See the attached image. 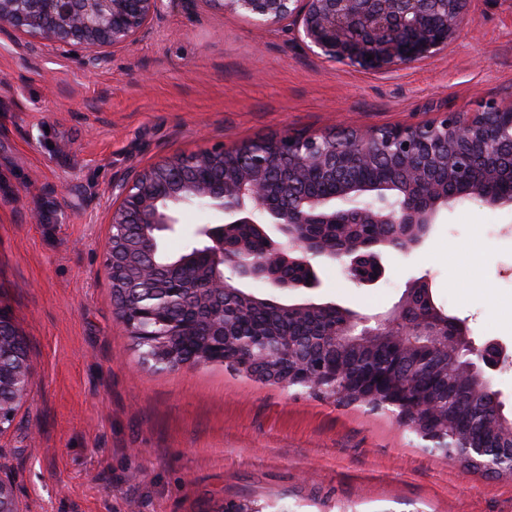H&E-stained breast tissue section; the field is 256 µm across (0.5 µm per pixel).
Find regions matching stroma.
I'll list each match as a JSON object with an SVG mask.
<instances>
[{
	"mask_svg": "<svg viewBox=\"0 0 512 512\" xmlns=\"http://www.w3.org/2000/svg\"><path fill=\"white\" fill-rule=\"evenodd\" d=\"M468 24L433 57L368 71L314 54L206 0H163L135 41L93 58L0 36V303L34 370L0 436L22 512H512V477L429 451L392 413L234 374L142 363L112 299L104 251L113 187L162 158L284 132L418 125L485 102L512 106V0H467ZM40 221H33V213ZM385 275L280 295L389 310L427 276L476 343L502 342L493 383L512 413V211L467 201Z\"/></svg>",
	"mask_w": 512,
	"mask_h": 512,
	"instance_id": "obj_1",
	"label": "stroma"
}]
</instances>
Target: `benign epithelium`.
I'll list each match as a JSON object with an SVG mask.
<instances>
[{
  "instance_id": "7a95c632",
  "label": "benign epithelium",
  "mask_w": 512,
  "mask_h": 512,
  "mask_svg": "<svg viewBox=\"0 0 512 512\" xmlns=\"http://www.w3.org/2000/svg\"><path fill=\"white\" fill-rule=\"evenodd\" d=\"M161 0H0V32L19 34L24 42L51 40L71 51L119 49L132 42L158 11ZM219 10H233L258 26H292L299 38L317 55L367 70H387L429 58L448 44L467 20L466 0H205ZM373 59H368V56ZM439 137L445 149L461 162L445 167V177L429 174L423 157V143ZM479 146L494 152L503 146L512 149V107L486 104L477 111L445 113L431 123L382 129L356 130L343 134L338 143L326 144L325 136L286 133L247 144L231 178L224 173L202 177L199 171L224 168V148L205 149L165 158L132 179L114 187L117 204L112 208L110 242L105 264L111 277L122 274L124 262L116 244L127 239L128 225H140L147 244L156 242L158 233L178 223L177 214L186 205H201L224 216V223L199 230L206 238L202 247L212 275L196 282V287L214 292L234 290L232 278L250 277L278 290L296 287L281 278L280 269L293 263L307 264L324 257L338 263L344 274L357 284L379 280L384 266L378 261L375 244L351 237L352 224H401L414 248L423 240L440 212L454 203L448 183L465 190V195L493 209L512 210V192L494 194L471 179L467 156ZM377 155L399 163L403 177L381 180H347L340 174L359 168ZM278 174L284 184L314 175L335 185L331 193L302 192L285 206L270 202V177ZM232 224H282L288 242L271 243L257 255L241 242L224 245V235ZM321 224L344 229L336 247L310 232ZM421 292L431 298L428 279H413L406 292L384 315L349 313L326 333V340L340 345L351 337L367 344L389 340L403 348L416 346L415 337L427 338L430 349L464 353V368L483 385H488L499 368L506 350L495 341L474 342L468 325L446 319L435 323L407 321L402 312L409 294ZM119 318L129 334L147 342L140 319L143 311L117 304ZM163 350L144 361L166 364L175 358L183 343L194 336V324L169 322ZM266 362L282 364L290 351L268 344L262 338L252 341ZM17 367L0 361V391L14 392L23 399L33 382V369L26 348L19 338L12 340ZM359 401L375 408H397L396 416L411 425L410 413L423 415L419 429L424 440H442L441 407L409 389L385 393L376 389L355 390ZM0 512H21L13 485L0 477Z\"/></svg>"
}]
</instances>
